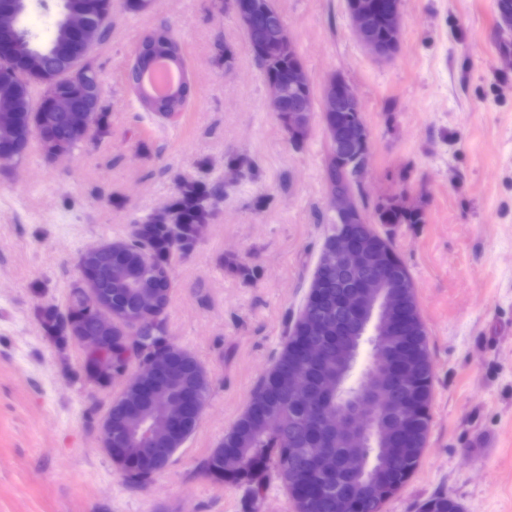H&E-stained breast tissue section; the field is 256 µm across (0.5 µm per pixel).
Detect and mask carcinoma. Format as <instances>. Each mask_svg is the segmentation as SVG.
<instances>
[{
	"instance_id": "carcinoma-1",
	"label": "carcinoma",
	"mask_w": 512,
	"mask_h": 512,
	"mask_svg": "<svg viewBox=\"0 0 512 512\" xmlns=\"http://www.w3.org/2000/svg\"><path fill=\"white\" fill-rule=\"evenodd\" d=\"M81 5L91 11L94 23L106 35L112 16V0H62ZM21 49L11 58L0 61V67L9 75L0 80V94L12 93L17 85L16 74L32 62L43 72L42 86L46 91L57 92L62 86L53 81L57 72V55L65 52L69 41L66 30L56 24L53 36L43 44L32 43L25 32H20ZM265 33L256 32L248 41L258 61L263 77L282 80L288 70L302 65L294 44L285 45L276 55H268L261 41ZM144 56L162 52L179 51L178 45L160 34L143 43ZM304 103L314 107L312 87L296 88L288 93L287 106L280 119L284 127L291 129L293 113L290 109ZM332 132L353 131L354 138L347 151L326 163V181L331 193H357L359 184L353 170L360 156L369 146V131L363 110L345 106L328 119ZM34 125L53 140L66 142L76 148L83 139L81 133L71 128L63 112H41L34 98H27L21 110L8 122H0V140L17 145L22 153L29 144V131ZM378 224H422L421 211L408 208L392 196L378 202L375 207ZM376 228L369 222L347 224L344 234L376 247ZM200 234V225L135 224L126 238L127 252L134 256L142 248H148L154 259V268L142 270L149 278L153 271L163 275L171 273L170 255L173 249L190 250ZM353 280L334 275L329 277V295L322 297L310 289L301 308L303 316L293 315L287 322L286 336L281 348L275 353L273 363L251 393L249 403L234 426L224 434L217 448L201 457L196 465L198 474L209 480L238 485L243 488L246 512H261L269 486L277 481L288 492L295 512H383L386 502L412 478L420 465L426 448L431 425L430 404L433 394V364L428 335L425 329L413 278L402 260H397L395 279V311L400 327L393 337L394 357L406 365L404 379L395 380L388 375L381 380L383 388L392 397L391 404L378 411V421L392 425L398 417V402L412 399L408 414L412 422L409 435L394 437L388 443L371 442L365 448H343L336 439L322 429V416L339 414L358 395L369 389L368 372L384 354L377 350L376 337L368 331L361 336L336 335V320L349 321L348 313L336 309V294L348 289ZM69 312L53 304L37 309L47 336L57 345H66L70 325L91 331L95 328L92 317L85 313L83 298L77 288L68 294ZM168 314L151 319L141 335L113 338V362L123 364L130 356L147 365L141 382L122 388L119 398L112 401L109 411L112 424L122 430L126 448L116 456L122 465L121 474L127 484L145 488L170 463L176 450L191 435L198 423L196 409L181 415L182 430L174 433L171 420L160 422L154 415L156 406L165 403L182 391H194L206 397L210 382L202 367L185 348L171 343L168 334ZM323 347V358L317 365L306 355L310 343ZM169 351L172 373L157 376L149 368V355L157 347ZM347 358L345 372L336 392L321 390L325 377L336 374V353ZM365 354L366 364L359 375L354 368L360 354ZM302 372L309 379L313 399L308 405L292 400V385L296 373ZM320 453L339 458L354 454L363 456L369 469L375 474L374 483L352 490L350 476L341 472L331 481L323 480L315 471V459ZM416 512H461V505L450 495L439 492L416 505Z\"/></svg>"
}]
</instances>
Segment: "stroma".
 <instances>
[{
	"mask_svg": "<svg viewBox=\"0 0 512 512\" xmlns=\"http://www.w3.org/2000/svg\"><path fill=\"white\" fill-rule=\"evenodd\" d=\"M310 75L338 73L363 102L370 156L362 204L402 196L421 224L392 226L410 269L434 370L431 428L411 481L384 512L445 492L463 512H512V36L495 0H401L395 58L356 40L345 0H274ZM59 0H27L17 25L52 34ZM158 32L180 46L182 112L140 111L127 72ZM100 108L67 157L38 139L0 160V512H244L242 489L197 461L244 411L303 304L327 229L320 114L294 146L230 0H112L97 46ZM203 197L194 247L174 251L168 327L206 371L197 427L145 489L98 448L112 390L78 377L38 306L64 304L85 249L128 235L185 187Z\"/></svg>",
	"mask_w": 512,
	"mask_h": 512,
	"instance_id": "obj_1",
	"label": "stroma"
}]
</instances>
